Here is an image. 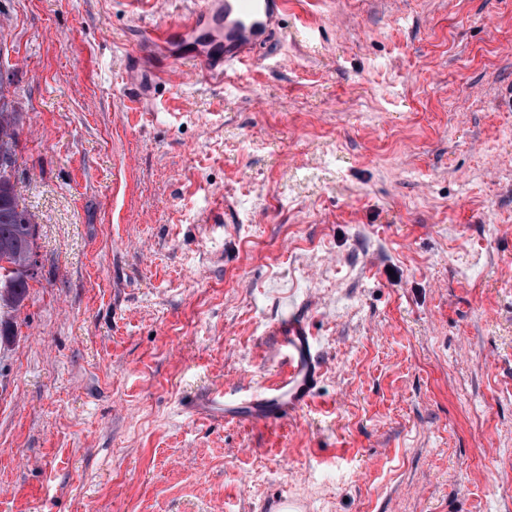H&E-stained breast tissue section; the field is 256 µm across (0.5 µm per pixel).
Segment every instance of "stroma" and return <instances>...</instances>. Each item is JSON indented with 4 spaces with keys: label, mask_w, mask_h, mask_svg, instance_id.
<instances>
[{
    "label": "stroma",
    "mask_w": 512,
    "mask_h": 512,
    "mask_svg": "<svg viewBox=\"0 0 512 512\" xmlns=\"http://www.w3.org/2000/svg\"><path fill=\"white\" fill-rule=\"evenodd\" d=\"M186 0H0L37 275L0 306V512H512V0H292L129 107ZM303 318L324 374L271 426ZM283 349L282 370L276 382L261 396L227 398L217 394L208 398L210 414L239 418L248 410L256 420L273 422L306 404L322 376L323 365L314 354L312 336L305 322L289 314L275 328Z\"/></svg>",
    "instance_id": "obj_1"
}]
</instances>
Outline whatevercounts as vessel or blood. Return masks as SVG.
Wrapping results in <instances>:
<instances>
[{
  "label": "vessel or blood",
  "mask_w": 512,
  "mask_h": 512,
  "mask_svg": "<svg viewBox=\"0 0 512 512\" xmlns=\"http://www.w3.org/2000/svg\"><path fill=\"white\" fill-rule=\"evenodd\" d=\"M290 0H198L166 24L152 27L153 45L170 50L171 65L159 68L158 78L170 76L174 64L200 65L216 77L241 75L260 58V52L282 30ZM283 349L282 370L262 395L207 400L209 413L227 418L242 412L256 420L273 422L306 404L323 374L305 322L288 315L275 328Z\"/></svg>",
  "instance_id": "1"
}]
</instances>
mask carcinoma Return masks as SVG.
I'll list each match as a JSON object with an SVG mask.
<instances>
[{
	"mask_svg": "<svg viewBox=\"0 0 512 512\" xmlns=\"http://www.w3.org/2000/svg\"><path fill=\"white\" fill-rule=\"evenodd\" d=\"M20 114L0 97V152L13 156L12 167L0 169V302L17 310L37 274V225L19 207L15 190Z\"/></svg>",
	"mask_w": 512,
	"mask_h": 512,
	"instance_id": "1",
	"label": "carcinoma"
}]
</instances>
